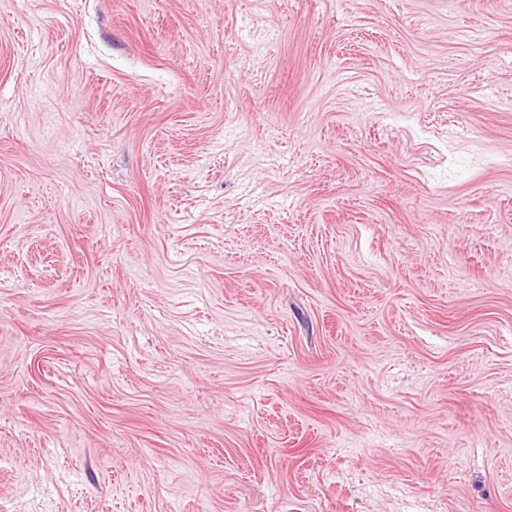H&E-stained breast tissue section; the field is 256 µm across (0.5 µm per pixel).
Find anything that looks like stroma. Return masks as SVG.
<instances>
[{"mask_svg":"<svg viewBox=\"0 0 512 512\" xmlns=\"http://www.w3.org/2000/svg\"><path fill=\"white\" fill-rule=\"evenodd\" d=\"M0 512H512V0H0Z\"/></svg>","mask_w":512,"mask_h":512,"instance_id":"obj_1","label":"stroma"}]
</instances>
